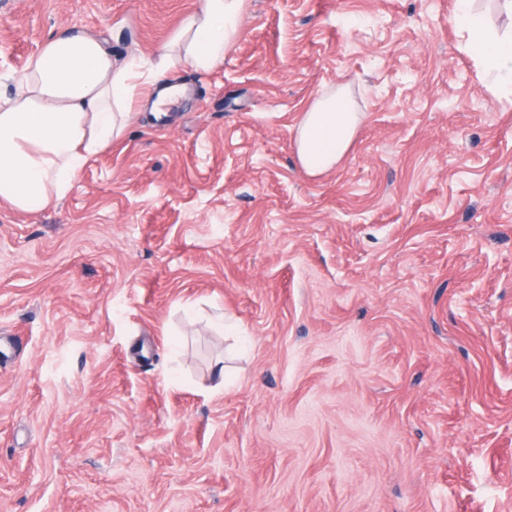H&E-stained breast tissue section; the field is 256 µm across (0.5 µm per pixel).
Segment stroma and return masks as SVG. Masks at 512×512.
Wrapping results in <instances>:
<instances>
[{
	"label": "stroma",
	"instance_id": "35a3bbf8",
	"mask_svg": "<svg viewBox=\"0 0 512 512\" xmlns=\"http://www.w3.org/2000/svg\"><path fill=\"white\" fill-rule=\"evenodd\" d=\"M199 3L0 0V95L49 34L147 60ZM453 9L248 0L193 95L0 203V512H512V89ZM364 118V112L355 109L343 89L312 102L291 129L303 171L319 177L335 170L349 152Z\"/></svg>",
	"mask_w": 512,
	"mask_h": 512
}]
</instances>
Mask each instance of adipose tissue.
<instances>
[{"label": "adipose tissue", "instance_id": "1", "mask_svg": "<svg viewBox=\"0 0 512 512\" xmlns=\"http://www.w3.org/2000/svg\"><path fill=\"white\" fill-rule=\"evenodd\" d=\"M245 0H200L150 66L113 59L100 36L62 32L49 37L18 80L14 96L0 98V202L26 213L60 200L87 160L123 139L171 70L208 72L224 61L238 35ZM455 21L465 48L484 76L512 87V32L491 29L473 0H456ZM364 115L345 90L321 96L291 129L300 167L325 175L349 152Z\"/></svg>", "mask_w": 512, "mask_h": 512}]
</instances>
